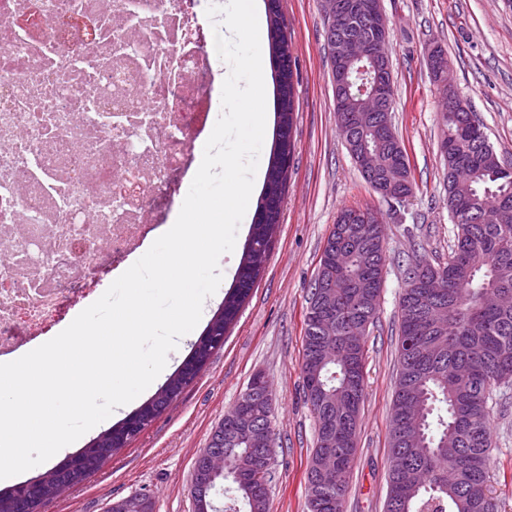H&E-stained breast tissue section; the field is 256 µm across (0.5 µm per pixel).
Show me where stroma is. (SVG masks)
<instances>
[{"mask_svg": "<svg viewBox=\"0 0 512 512\" xmlns=\"http://www.w3.org/2000/svg\"><path fill=\"white\" fill-rule=\"evenodd\" d=\"M383 9L393 123L408 155L413 197L402 206L386 202L346 149L337 127L321 0H282L294 60L295 149L265 268L223 347L196 380L98 471L40 512H108L113 502L135 493L150 496L154 512H194L193 463L257 373L275 397L270 512H307L315 421L302 390L303 315L324 243L345 207L378 213L386 270L378 318L366 337L365 397L344 512H384L404 272L415 259L447 263L454 247L439 150L443 101L426 65L427 48L441 45L458 96L484 124L499 158L512 163V6L505 0H383ZM490 426L488 486L499 512H512V386L502 388Z\"/></svg>", "mask_w": 512, "mask_h": 512, "instance_id": "obj_1", "label": "stroma"}]
</instances>
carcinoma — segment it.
Wrapping results in <instances>:
<instances>
[{
  "label": "carcinoma",
  "mask_w": 512,
  "mask_h": 512,
  "mask_svg": "<svg viewBox=\"0 0 512 512\" xmlns=\"http://www.w3.org/2000/svg\"><path fill=\"white\" fill-rule=\"evenodd\" d=\"M268 36L276 69L277 122L274 148L255 215L280 223L288 168L294 152L292 138L294 83L288 33L280 0H265ZM443 115V155L448 184V211L457 228L448 263L425 264L443 272L450 286L438 293L425 288L404 289L399 301L398 371L390 419L389 458L400 457L404 472L388 469L385 512H499L488 489L486 460L493 447L490 402L493 388L512 383V306L499 298L512 296V166L503 163L467 103ZM355 139L369 150L388 155L404 150L400 140L386 143L373 133L355 131ZM374 224H334L329 237L341 239L337 250L323 247V269L336 279L325 292L336 305L334 328L325 333L313 324L314 296L304 314L301 372L308 371L319 347L336 349V359L316 365L320 389L304 395L315 421V448L322 432L336 437L348 432L352 447L336 449L340 474L336 485L322 488L308 482V504L319 499L317 512H343L351 462L356 453L359 413L364 399V366L354 367L348 330L361 315L378 317L384 277L376 272L383 247ZM266 225L253 224L243 248L234 285L211 323L231 325L253 290L267 261L270 245H262ZM220 347L202 334L189 357L142 405L145 424L159 418L189 385L184 369L195 379ZM274 408L256 403L246 419L262 431L273 432ZM124 421L102 431L85 447L48 467L35 478L0 489V512H38L57 498L55 488L84 482L121 448ZM453 439L458 455L453 461L441 445ZM252 445L245 440L228 456L235 491L248 512H270L269 496L257 492V483L245 468ZM224 490V477H215L204 496L208 512H219L214 497Z\"/></svg>",
  "instance_id": "obj_1"
}]
</instances>
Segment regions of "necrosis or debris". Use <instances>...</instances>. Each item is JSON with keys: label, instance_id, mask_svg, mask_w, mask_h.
Returning a JSON list of instances; mask_svg holds the SVG:
<instances>
[{"label": "necrosis or debris", "instance_id": "necrosis-or-debris-1", "mask_svg": "<svg viewBox=\"0 0 512 512\" xmlns=\"http://www.w3.org/2000/svg\"><path fill=\"white\" fill-rule=\"evenodd\" d=\"M201 0H0V356L174 203L220 100Z\"/></svg>", "mask_w": 512, "mask_h": 512}]
</instances>
